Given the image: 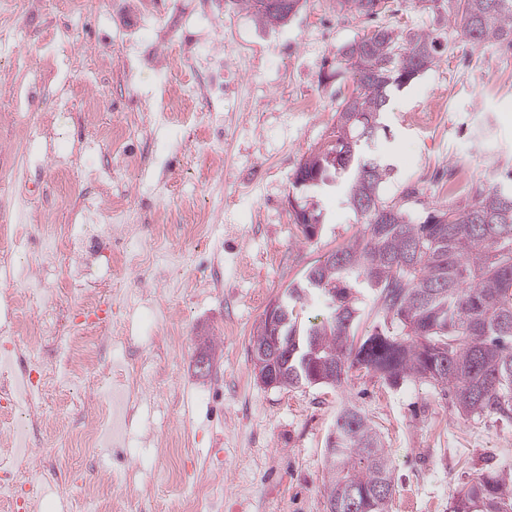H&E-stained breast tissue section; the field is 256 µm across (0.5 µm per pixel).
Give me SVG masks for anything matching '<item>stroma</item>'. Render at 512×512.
Listing matches in <instances>:
<instances>
[{
	"mask_svg": "<svg viewBox=\"0 0 512 512\" xmlns=\"http://www.w3.org/2000/svg\"><path fill=\"white\" fill-rule=\"evenodd\" d=\"M0 225L23 205L28 236L70 223L87 198L124 202L139 236L129 253H186L183 262L149 270L116 260L88 270L103 292L156 289L154 311L112 307L124 341L105 361L121 368L136 356L156 371L158 388L143 395L123 427L130 479L112 498L128 512H171L189 499L206 472L224 473L222 512H327L324 450L337 410L356 405L373 422L393 462L387 512H449L455 492L486 469L512 472V423L487 416L464 420L450 399L426 384L385 383L353 375L342 386L270 388L256 378L247 350L270 302L323 254L360 228L343 188L318 196L323 224L305 240L289 199L299 163L330 140L336 109L355 87L337 70L339 48L381 27L428 29L433 14L418 0H391L373 17L339 10L336 0H302L284 24H261L231 0H153L144 20L138 0H89L74 14L68 0H0ZM69 30L45 57L44 42ZM233 55L237 72L220 95L200 94L199 44ZM502 46H476L446 28L434 64L389 97L371 148L394 166L383 198L406 200L414 221L426 219L449 173L479 178L482 166H512V64ZM177 97L186 120L158 113ZM312 97L313 112L296 103ZM25 104L26 116L16 113ZM140 156L132 170L126 153ZM105 167L94 182L89 168ZM209 238L185 251V216ZM69 273L50 271L48 289L20 308L22 329L63 327L74 310L57 288ZM222 338L209 376L195 372L207 338ZM42 413L48 432L93 428L78 393L55 394ZM188 435L183 479L154 485L139 467L158 448ZM111 445L95 458L45 457L28 474L44 484L42 512H68L89 485L111 473Z\"/></svg>",
	"mask_w": 512,
	"mask_h": 512,
	"instance_id": "obj_1",
	"label": "stroma"
}]
</instances>
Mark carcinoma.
Here are the masks:
<instances>
[{"label":"carcinoma","mask_w":512,"mask_h":512,"mask_svg":"<svg viewBox=\"0 0 512 512\" xmlns=\"http://www.w3.org/2000/svg\"><path fill=\"white\" fill-rule=\"evenodd\" d=\"M264 0H233L265 26L272 14ZM340 9L371 17L385 0H336ZM462 34L474 45L512 47V0H455ZM441 33L381 28L338 51L337 66L356 87L336 110L334 140L295 170L317 197L348 182L346 202L362 228L321 256L281 300L288 322L279 335L288 346L273 370L280 387L340 386L355 372L373 373L397 386H432L452 397L465 418L496 415L512 422V170L509 182H472L468 195L443 206L434 224L415 223L380 184L391 165L365 147L384 129L390 87L428 69ZM304 238L322 224L317 204L290 200ZM367 288L383 322L355 336ZM320 293L326 310L318 322L299 324L309 300ZM327 499L336 512H386L392 494L391 460L371 420L354 406L336 416L325 453ZM450 512H512V477L497 470L476 473L453 496Z\"/></svg>","instance_id":"carcinoma-1"}]
</instances>
